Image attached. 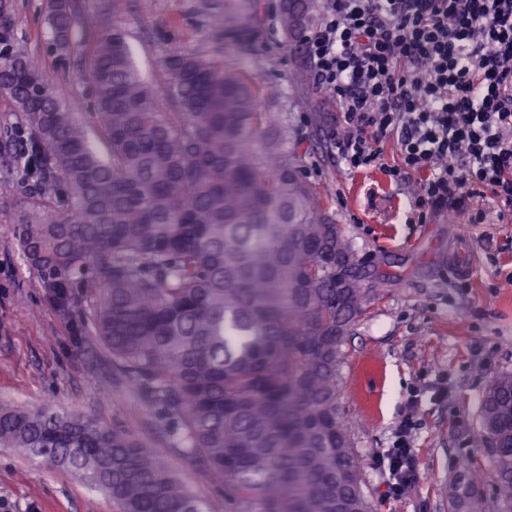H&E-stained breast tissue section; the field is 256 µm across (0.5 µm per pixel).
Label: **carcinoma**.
Here are the masks:
<instances>
[{
	"label": "carcinoma",
	"instance_id": "obj_1",
	"mask_svg": "<svg viewBox=\"0 0 512 512\" xmlns=\"http://www.w3.org/2000/svg\"><path fill=\"white\" fill-rule=\"evenodd\" d=\"M103 5L84 41L81 0L46 4L50 51L87 57L103 154L42 57L0 48L4 95L38 168L17 218L23 257L51 288L90 290L84 317L113 373L156 410L168 450L219 483L228 512H338L342 501L372 512L337 400L343 347L377 289L304 174L283 92L200 47L174 49L165 112L118 22L123 0ZM316 8L281 0V32L302 34ZM224 34L251 35L234 0ZM480 417L512 512V374L489 385ZM0 446L75 472L118 512H213L164 466L163 449L92 416L1 402ZM461 475L444 487L449 512L471 507L480 470Z\"/></svg>",
	"mask_w": 512,
	"mask_h": 512
}]
</instances>
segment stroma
<instances>
[{
	"label": "stroma",
	"instance_id": "obj_1",
	"mask_svg": "<svg viewBox=\"0 0 512 512\" xmlns=\"http://www.w3.org/2000/svg\"><path fill=\"white\" fill-rule=\"evenodd\" d=\"M132 8L121 23L130 35L138 69L157 90L166 87L168 51L200 46L247 75L288 88L300 59L293 41L278 29V0H261L252 43L216 36L220 14L202 12L199 0H152ZM10 39L44 54L46 0H11ZM46 57L53 78L64 85L69 111L87 119L91 95L80 79L83 60ZM289 108L304 152L309 179L335 212L344 236L369 264L384 290L356 322L344 348L338 405L363 460L364 489L375 512H448L445 482L470 465L483 470L475 512H501L490 457L481 439L479 407L491 382L512 373V222L501 206L477 197L478 224H454L449 212L412 224L410 185L385 174L397 164L393 141H385L379 167L350 173L325 151L341 123L334 97L307 83ZM23 123L0 96V400L22 408L46 407L120 425L151 448L165 445L154 410L132 385L113 379L108 355L82 315L90 299L69 289L57 302L40 270L24 263L16 244L17 205L33 184L16 135ZM465 248L471 273L455 261ZM410 421L417 478L392 493L378 458L392 447L398 427ZM111 499L71 471L49 470L17 449L0 447V512H114Z\"/></svg>",
	"mask_w": 512,
	"mask_h": 512
}]
</instances>
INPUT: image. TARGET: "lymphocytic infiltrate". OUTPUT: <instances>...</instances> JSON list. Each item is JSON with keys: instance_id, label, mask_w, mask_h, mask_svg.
<instances>
[{"instance_id": "lymphocytic-infiltrate-1", "label": "lymphocytic infiltrate", "mask_w": 512, "mask_h": 512, "mask_svg": "<svg viewBox=\"0 0 512 512\" xmlns=\"http://www.w3.org/2000/svg\"><path fill=\"white\" fill-rule=\"evenodd\" d=\"M315 85L333 95L346 170L378 165L396 142V182L415 180L412 221L468 214L491 195L512 212V0H327L305 36ZM409 423L383 455L390 483L415 478Z\"/></svg>"}]
</instances>
